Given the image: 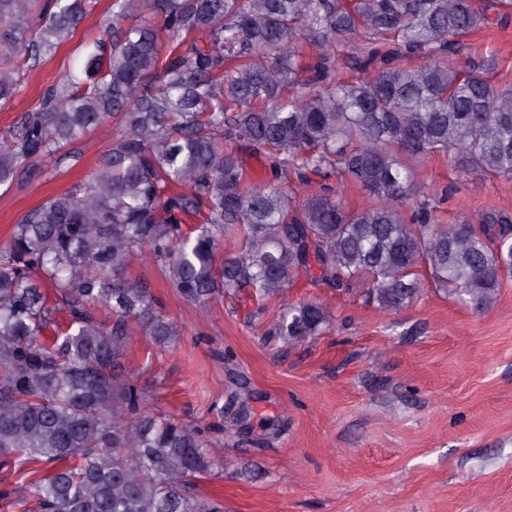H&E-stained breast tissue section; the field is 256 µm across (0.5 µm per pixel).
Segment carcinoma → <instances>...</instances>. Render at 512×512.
<instances>
[{
	"label": "carcinoma",
	"instance_id": "cac0c4a2",
	"mask_svg": "<svg viewBox=\"0 0 512 512\" xmlns=\"http://www.w3.org/2000/svg\"><path fill=\"white\" fill-rule=\"evenodd\" d=\"M512 0H112L83 76L50 89L0 136V186L109 117L111 147L68 191L29 210L0 247V458L26 482L0 512H217L193 494L212 462L198 431L147 410L121 370L138 330L176 323L130 278L146 247L169 284L206 304L224 289L272 300L299 277H366L386 309L421 291L418 268L476 309L512 276V219L443 226L404 206L418 167L512 176V90L463 39ZM94 0H0V108L17 74L55 51ZM263 154L254 178L237 147ZM315 185L307 198L300 186ZM371 198L352 210L343 191ZM194 217L197 225L186 226ZM234 240L238 250L221 254ZM52 290L42 288L44 281ZM326 322L282 310L298 343ZM50 465L43 470V465Z\"/></svg>",
	"mask_w": 512,
	"mask_h": 512
}]
</instances>
